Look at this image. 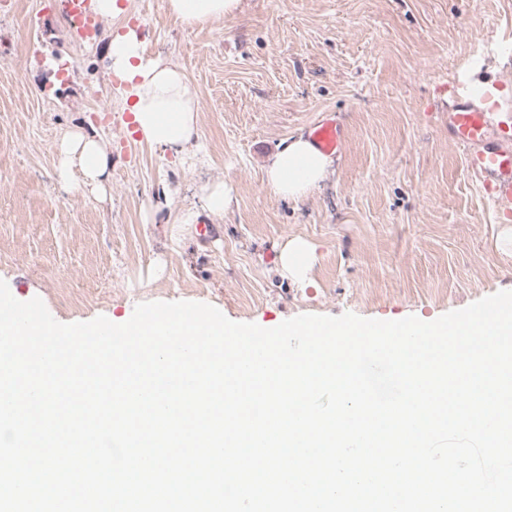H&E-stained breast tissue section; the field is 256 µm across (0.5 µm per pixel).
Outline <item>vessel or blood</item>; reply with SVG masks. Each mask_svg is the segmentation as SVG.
<instances>
[{"label":"vessel or blood","instance_id":"b4317fda","mask_svg":"<svg viewBox=\"0 0 512 512\" xmlns=\"http://www.w3.org/2000/svg\"><path fill=\"white\" fill-rule=\"evenodd\" d=\"M68 12L85 23L88 30L102 26L90 8V0H65ZM443 110L448 113V138L464 152L468 171L498 213L512 217V113L494 112L473 100L468 77L443 85ZM309 137L327 155L341 154L344 126L337 116H325L309 127Z\"/></svg>","mask_w":512,"mask_h":512}]
</instances>
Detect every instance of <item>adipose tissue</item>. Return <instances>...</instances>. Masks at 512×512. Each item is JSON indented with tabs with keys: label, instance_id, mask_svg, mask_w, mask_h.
I'll return each mask as SVG.
<instances>
[{
	"label": "adipose tissue",
	"instance_id": "ef3b65f1",
	"mask_svg": "<svg viewBox=\"0 0 512 512\" xmlns=\"http://www.w3.org/2000/svg\"><path fill=\"white\" fill-rule=\"evenodd\" d=\"M241 0H166V10L180 26L195 29L237 15ZM113 76L125 85L143 141L174 154L198 137L194 94L181 69L147 56L134 28L114 32L109 42ZM59 175L81 174L80 184L102 189L108 177V152L102 139L82 131L68 132L58 146ZM331 164L313 143L301 136L288 141L269 158L265 186L277 198L304 199L325 179Z\"/></svg>",
	"mask_w": 512,
	"mask_h": 512
}]
</instances>
